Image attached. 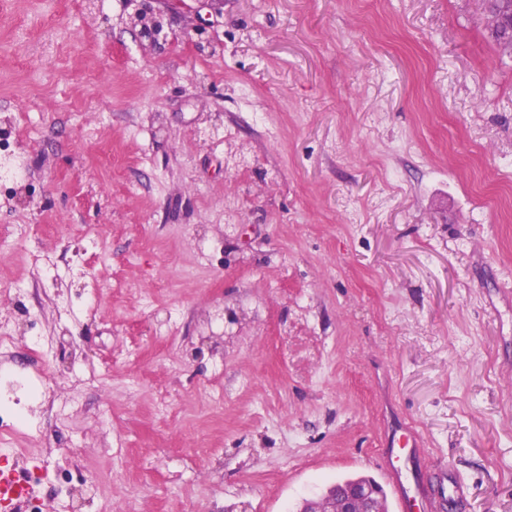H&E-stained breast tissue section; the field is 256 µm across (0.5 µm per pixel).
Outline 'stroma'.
Listing matches in <instances>:
<instances>
[{"instance_id": "obj_1", "label": "stroma", "mask_w": 512, "mask_h": 512, "mask_svg": "<svg viewBox=\"0 0 512 512\" xmlns=\"http://www.w3.org/2000/svg\"><path fill=\"white\" fill-rule=\"evenodd\" d=\"M195 8L154 46L129 0H0L25 173L0 233L30 227L0 248V319L14 368L39 331L78 401L9 447L129 512H296L379 478L398 416L467 512H512V50L484 0H224L202 37Z\"/></svg>"}]
</instances>
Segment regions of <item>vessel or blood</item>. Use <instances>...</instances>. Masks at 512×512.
I'll list each match as a JSON object with an SVG mask.
<instances>
[{
	"label": "vessel or blood",
	"mask_w": 512,
	"mask_h": 512,
	"mask_svg": "<svg viewBox=\"0 0 512 512\" xmlns=\"http://www.w3.org/2000/svg\"><path fill=\"white\" fill-rule=\"evenodd\" d=\"M377 463L390 486L398 512H466L467 485L454 471L429 468L424 440L402 423Z\"/></svg>",
	"instance_id": "1"
}]
</instances>
